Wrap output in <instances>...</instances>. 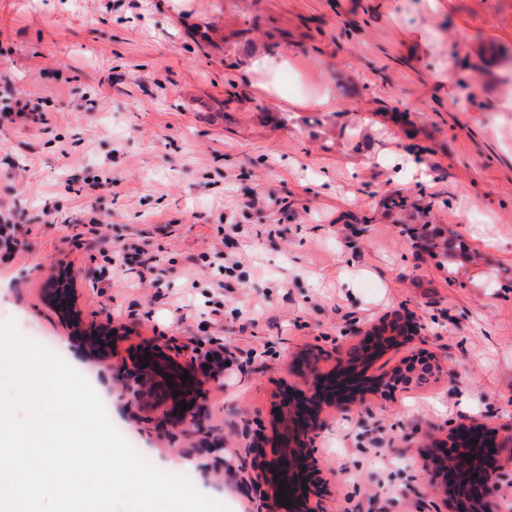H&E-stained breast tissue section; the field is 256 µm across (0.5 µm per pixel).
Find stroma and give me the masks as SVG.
I'll return each instance as SVG.
<instances>
[{"instance_id": "1", "label": "stroma", "mask_w": 512, "mask_h": 512, "mask_svg": "<svg viewBox=\"0 0 512 512\" xmlns=\"http://www.w3.org/2000/svg\"><path fill=\"white\" fill-rule=\"evenodd\" d=\"M500 50L512 0H0V222L24 227L0 242V320L60 353L157 468L268 512L242 463L257 438L272 454L301 361L331 370L356 329L409 314L420 336L380 364L422 353L440 375L324 406L311 504L436 512L417 445L512 424V74L484 65ZM257 52L286 62L279 99L257 93ZM325 89L334 111L295 107ZM107 320L93 355L82 335ZM171 342L222 361L206 432L120 398Z\"/></svg>"}]
</instances>
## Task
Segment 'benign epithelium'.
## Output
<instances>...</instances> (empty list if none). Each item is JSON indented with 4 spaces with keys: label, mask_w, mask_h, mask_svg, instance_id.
<instances>
[{
    "label": "benign epithelium",
    "mask_w": 512,
    "mask_h": 512,
    "mask_svg": "<svg viewBox=\"0 0 512 512\" xmlns=\"http://www.w3.org/2000/svg\"><path fill=\"white\" fill-rule=\"evenodd\" d=\"M419 331L420 327L407 315H387L364 333L363 354L345 356L330 374L310 368L306 391L273 425L277 447L273 457L266 460L262 475L273 512L281 507L277 503L281 488L293 502L284 512H313L308 506V497L320 481V474L311 444L324 429L321 409L325 403L335 402L343 407L362 403L370 396L407 389L417 379L441 371L439 365L423 355L390 371L368 374L370 358L417 337ZM147 362L149 365L139 367L133 384L126 387L127 403L138 405L155 395L173 403L180 421L204 429L202 410L183 412L180 402L197 385L210 379L207 370L202 369L185 381L182 379L184 371L165 356L153 354ZM474 439L477 440L475 445L472 444ZM473 446L480 452L473 454L468 462L464 456L472 454ZM421 459L431 475L444 512H498L497 485L512 479V429L460 424L448 432V443L436 442L428 446Z\"/></svg>",
    "instance_id": "1"
}]
</instances>
